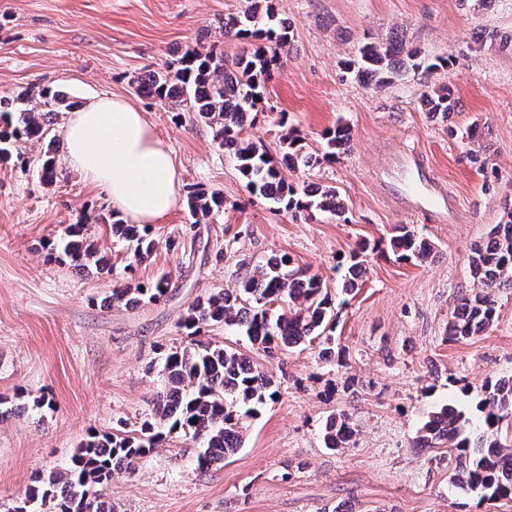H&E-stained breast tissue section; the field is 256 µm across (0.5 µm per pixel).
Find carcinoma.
Segmentation results:
<instances>
[{
    "mask_svg": "<svg viewBox=\"0 0 512 512\" xmlns=\"http://www.w3.org/2000/svg\"><path fill=\"white\" fill-rule=\"evenodd\" d=\"M224 35L255 40V49L229 61L224 51L202 41L188 46L175 59L136 80V91L172 112H190L196 122L211 129L218 147L233 152L247 187L279 211L329 212L343 223L348 210L334 188H301L288 183L283 170L319 159L303 153L301 139L293 130L281 137L278 157L261 151L243 137L249 117L264 99L266 83L289 52L290 26L276 18L273 9L258 14L256 5L229 12L222 21ZM420 67L417 51L401 40L389 44L367 43L357 58L346 62L358 80L383 84L389 75ZM46 110L26 107L24 99L0 102V161L12 157L19 140L47 141L39 154L37 174L51 185L56 181L57 138L51 136L59 110L70 111L76 103L67 93L45 88L40 92ZM425 111L448 120L455 100L446 89L427 93L421 99ZM322 159L334 161L346 153L350 130L337 124L323 132ZM221 198L204 188L190 191L188 210L199 224L215 214ZM85 225L71 224L60 244L62 253L82 271L112 272L110 260L87 242ZM112 234L125 243L133 256L143 260L156 250L155 240L140 224L112 222ZM399 261L424 262L433 255L430 242L405 227L390 241ZM370 245L363 243L350 258L343 290L352 292L364 274L363 260ZM471 273L480 289L464 294L448 321V338L469 339L487 328L495 318L496 288H512V219L494 225L486 242L477 244L469 255ZM169 282L159 280L148 286L114 288L103 304L139 305L163 299ZM239 330L251 345L274 353L280 350L322 346L319 355L331 356L336 317L331 297L323 281L304 271L289 270L281 258L247 268L239 287L206 293L194 300L179 323L185 345L167 351L161 358L163 385L151 401L152 420L140 430L124 434L91 433L75 448L69 463L48 476L38 475L13 512H116L106 496L112 478L132 470L134 464L160 448L169 439L183 437L197 444L194 470L203 473L224 462L243 445L245 418H251L267 402L276 398L278 386L251 358L230 346L200 340L212 327ZM478 425L470 431L472 418L453 405L431 412L419 429L418 442L424 448H446L453 457L450 484L482 502H512V442L498 435L502 422L512 416V375L486 382L478 391ZM355 433L350 418L341 414L327 418L323 444L329 450L345 448Z\"/></svg>",
    "mask_w": 512,
    "mask_h": 512,
    "instance_id": "carcinoma-1",
    "label": "carcinoma"
}]
</instances>
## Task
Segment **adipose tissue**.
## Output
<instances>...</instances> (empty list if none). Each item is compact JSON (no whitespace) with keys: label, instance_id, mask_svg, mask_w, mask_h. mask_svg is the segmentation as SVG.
I'll return each instance as SVG.
<instances>
[{"label":"adipose tissue","instance_id":"1","mask_svg":"<svg viewBox=\"0 0 512 512\" xmlns=\"http://www.w3.org/2000/svg\"><path fill=\"white\" fill-rule=\"evenodd\" d=\"M65 160L102 188L120 215L151 224L178 202L182 173L143 112L123 98L95 97L63 125Z\"/></svg>","mask_w":512,"mask_h":512}]
</instances>
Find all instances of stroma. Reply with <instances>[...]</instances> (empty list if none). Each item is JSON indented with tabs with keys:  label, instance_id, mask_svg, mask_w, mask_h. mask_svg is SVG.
<instances>
[{
	"label": "stroma",
	"instance_id": "stroma-1",
	"mask_svg": "<svg viewBox=\"0 0 512 512\" xmlns=\"http://www.w3.org/2000/svg\"><path fill=\"white\" fill-rule=\"evenodd\" d=\"M244 2L0 0L1 100L45 87L80 104L123 97L169 146L183 191L224 196L202 224L178 201L149 225L158 247L138 261L112 236L107 194L65 160L50 186L30 165L40 144L17 142V160L0 164V395L22 409L0 422V512H11L36 473L64 467L88 432L140 430L190 304L236 288L242 264L273 255L325 283L338 359L321 361L311 347L270 356L235 330L207 331L205 340L251 355L279 394L249 420L242 448L208 472L195 471V445L176 437L116 475L107 495L117 512H512V502L481 503L451 487L452 459L416 444L430 412L447 403L474 411L484 381L512 374V289L495 292L488 330L447 338L454 301L475 286L472 248L512 217V0H272L292 49L245 135L278 150L283 115L317 156L326 128L348 126L350 148L336 162L285 175L335 187L346 224L270 209L209 128L135 92L140 75L197 39L229 59L246 51L221 28ZM396 37L419 50L421 68L378 89L344 68L363 44ZM438 57L447 67H434ZM447 87L456 108L444 123L420 99ZM469 128L477 142L463 139ZM86 220L112 276L47 257L65 227ZM402 226L430 241L432 259L396 260L389 240ZM364 242L372 249L363 280L344 294L341 276ZM164 275L171 286L160 301L102 303L113 289ZM43 396L49 406L34 408ZM342 413L356 434L333 452L322 430Z\"/></svg>",
	"mask_w": 512,
	"mask_h": 512
}]
</instances>
